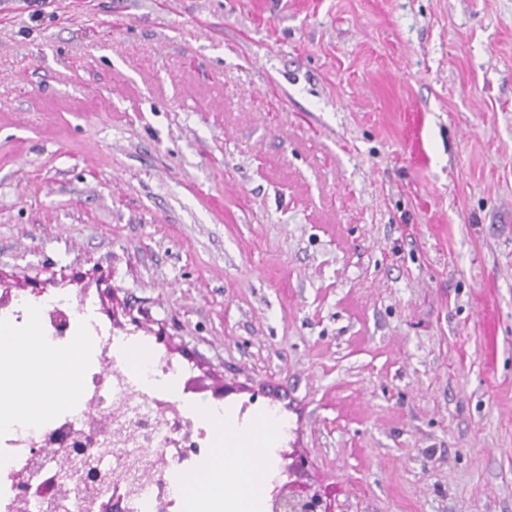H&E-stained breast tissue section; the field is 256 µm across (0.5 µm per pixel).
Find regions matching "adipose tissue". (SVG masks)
Wrapping results in <instances>:
<instances>
[{"mask_svg":"<svg viewBox=\"0 0 512 512\" xmlns=\"http://www.w3.org/2000/svg\"><path fill=\"white\" fill-rule=\"evenodd\" d=\"M89 347L84 338L65 349L48 346L34 318L19 326L0 325V422L49 423L55 403L79 389ZM270 431V423L260 422L244 435V447L218 452L204 476L185 490L189 512H222L228 494L236 512H256L264 461L260 445Z\"/></svg>","mask_w":512,"mask_h":512,"instance_id":"adipose-tissue-1","label":"adipose tissue"}]
</instances>
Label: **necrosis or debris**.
I'll return each mask as SVG.
<instances>
[{"label":"necrosis or debris","instance_id":"obj_1","mask_svg":"<svg viewBox=\"0 0 512 512\" xmlns=\"http://www.w3.org/2000/svg\"><path fill=\"white\" fill-rule=\"evenodd\" d=\"M90 300L84 292L73 305L53 295L35 307L24 297L0 303L1 323H21L33 308L51 346L63 348L84 337L99 351L67 412L46 425L0 424V512H24L23 485L67 483L58 456L32 463L33 449L44 447L47 438H55L58 455L70 448L92 455L111 435L112 485L125 496L124 512H185L180 487L199 476L214 454L210 423L224 407L194 397L187 368L149 337L117 336L96 322H80ZM135 351L145 354L137 366L130 359Z\"/></svg>","mask_w":512,"mask_h":512}]
</instances>
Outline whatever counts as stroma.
Returning a JSON list of instances; mask_svg holds the SVG:
<instances>
[{"label": "stroma", "instance_id": "obj_1", "mask_svg": "<svg viewBox=\"0 0 512 512\" xmlns=\"http://www.w3.org/2000/svg\"><path fill=\"white\" fill-rule=\"evenodd\" d=\"M83 290L330 512H512V0H0V296Z\"/></svg>", "mask_w": 512, "mask_h": 512}]
</instances>
